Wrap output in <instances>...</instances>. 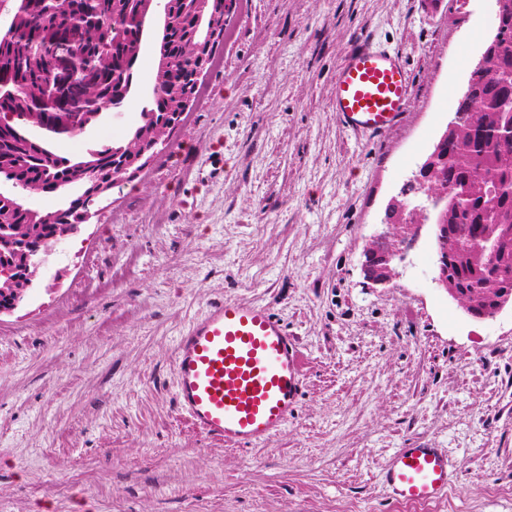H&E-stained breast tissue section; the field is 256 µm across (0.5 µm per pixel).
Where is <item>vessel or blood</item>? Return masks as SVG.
<instances>
[{
  "label": "vessel or blood",
  "instance_id": "obj_1",
  "mask_svg": "<svg viewBox=\"0 0 512 512\" xmlns=\"http://www.w3.org/2000/svg\"><path fill=\"white\" fill-rule=\"evenodd\" d=\"M400 51L368 38L347 51L333 79L331 109L348 131L382 135L409 107ZM297 339L262 304L222 300L181 334L176 405L210 438L243 445L281 431L301 380ZM450 462L437 448H399L381 477L385 493L429 501L448 489Z\"/></svg>",
  "mask_w": 512,
  "mask_h": 512
}]
</instances>
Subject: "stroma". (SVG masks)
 Returning a JSON list of instances; mask_svg holds the SVG:
<instances>
[{
  "mask_svg": "<svg viewBox=\"0 0 512 512\" xmlns=\"http://www.w3.org/2000/svg\"><path fill=\"white\" fill-rule=\"evenodd\" d=\"M229 35L166 145L119 178L0 315V512H396L395 449H444L449 512H512V306L470 316L433 280L430 228L397 274L364 250L446 131L495 0H233ZM161 16L126 104L51 138L87 158L141 124ZM399 48L411 101L373 138L330 110L353 42ZM293 331L301 396L259 446L175 406L179 336L218 300Z\"/></svg>",
  "mask_w": 512,
  "mask_h": 512,
  "instance_id": "35a3bbf8",
  "label": "stroma"
}]
</instances>
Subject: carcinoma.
Instances as JSON below:
<instances>
[{
  "label": "carcinoma",
  "mask_w": 512,
  "mask_h": 512,
  "mask_svg": "<svg viewBox=\"0 0 512 512\" xmlns=\"http://www.w3.org/2000/svg\"><path fill=\"white\" fill-rule=\"evenodd\" d=\"M497 32L471 73L448 137L437 143L445 158L444 177L429 181V191L448 208V279L459 288L456 300L470 309L479 298L512 297V0H496ZM224 0H167L169 25L160 47L168 66L157 70L153 102L143 115L172 130L179 122V98L199 81V44L210 18L220 22ZM143 0H68L67 10L53 0H27L0 30V73L18 83V97L0 102V114L41 112L46 70L39 59L60 51L56 33L68 32L78 66L93 79L70 90L65 113L114 107L130 92L146 23ZM201 20L200 30L192 21ZM113 147L96 150L78 162L29 134L17 138L0 130V166L15 171V192H0V233L15 237L25 250L43 256L65 236L66 224H81L97 203L94 183H107L119 170ZM83 193L64 209L42 212L25 206L17 192L43 193L73 185ZM25 276L20 267L0 269V289L15 288Z\"/></svg>",
  "instance_id": "obj_1"
}]
</instances>
